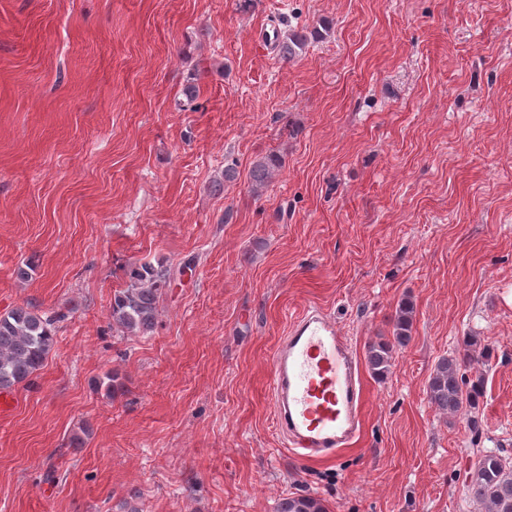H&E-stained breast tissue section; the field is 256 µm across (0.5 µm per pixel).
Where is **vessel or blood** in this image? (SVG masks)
Segmentation results:
<instances>
[{"mask_svg": "<svg viewBox=\"0 0 512 512\" xmlns=\"http://www.w3.org/2000/svg\"><path fill=\"white\" fill-rule=\"evenodd\" d=\"M269 390L274 427L295 456L334 454L361 433V368L348 338L320 309L298 317L276 346Z\"/></svg>", "mask_w": 512, "mask_h": 512, "instance_id": "b4317fda", "label": "vessel or blood"}]
</instances>
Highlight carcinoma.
Instances as JSON below:
<instances>
[{
	"label": "carcinoma",
	"mask_w": 512,
	"mask_h": 512,
	"mask_svg": "<svg viewBox=\"0 0 512 512\" xmlns=\"http://www.w3.org/2000/svg\"><path fill=\"white\" fill-rule=\"evenodd\" d=\"M321 36L318 28L293 27L278 42L280 56L290 60L300 55L310 40ZM281 159L268 154L252 163L249 179L256 191L271 181ZM168 285L167 270L161 266H135L130 271V284L114 294L112 319L126 332L148 335L153 332L158 316V302ZM414 308L401 302L395 311L389 337L372 342L366 349L371 373L383 378L392 367L396 351L412 339ZM65 314L45 316L29 305L16 306L0 314V391H9L28 381L46 363L56 344V323ZM469 352L461 357L441 359L429 380V399L440 411L454 415L477 407L480 383H467L461 368L471 363ZM468 492L486 506L488 512H512V461L492 451L481 453L470 467ZM277 512H326L322 501L310 495L289 496L277 504Z\"/></svg>",
	"instance_id": "1"
}]
</instances>
